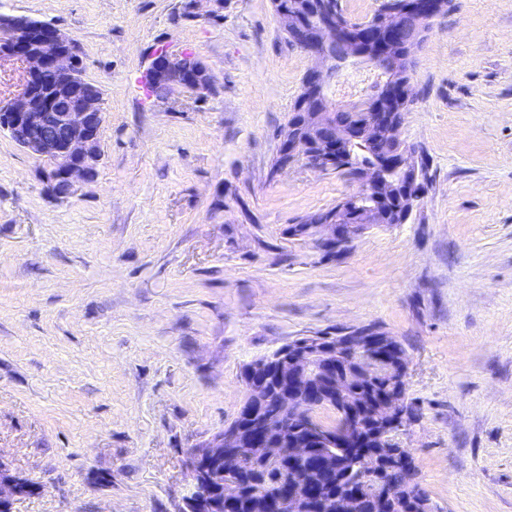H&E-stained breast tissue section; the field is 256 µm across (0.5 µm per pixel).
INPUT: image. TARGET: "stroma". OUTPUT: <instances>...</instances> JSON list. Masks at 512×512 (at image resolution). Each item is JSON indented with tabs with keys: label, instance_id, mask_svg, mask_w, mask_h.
I'll list each match as a JSON object with an SVG mask.
<instances>
[{
	"label": "stroma",
	"instance_id": "35a3bbf8",
	"mask_svg": "<svg viewBox=\"0 0 512 512\" xmlns=\"http://www.w3.org/2000/svg\"><path fill=\"white\" fill-rule=\"evenodd\" d=\"M1 10L71 34L105 112L96 179L66 200L0 130V458L41 488L13 512H178L243 366L368 324L407 351L399 438L438 512H512V0H453L433 20L402 129L428 189L340 260L288 227L357 183L269 174L311 65L271 0ZM158 46L199 56L213 90L149 99ZM379 80L358 61L327 93L352 102Z\"/></svg>",
	"mask_w": 512,
	"mask_h": 512
}]
</instances>
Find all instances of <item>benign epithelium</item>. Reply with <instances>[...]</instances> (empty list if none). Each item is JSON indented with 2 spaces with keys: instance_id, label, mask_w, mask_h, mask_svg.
Wrapping results in <instances>:
<instances>
[{
  "instance_id": "1",
  "label": "benign epithelium",
  "mask_w": 512,
  "mask_h": 512,
  "mask_svg": "<svg viewBox=\"0 0 512 512\" xmlns=\"http://www.w3.org/2000/svg\"><path fill=\"white\" fill-rule=\"evenodd\" d=\"M445 7V0H411L409 12L416 19L411 31L405 30L400 15L387 11L372 31L358 35L337 22L340 13L336 0H309L304 7L275 10L288 41L304 47L313 59L304 77L307 95L300 101V112L280 133L279 152L289 158L280 171L298 163L323 171L325 162L346 156L353 144L366 147L382 140L393 144L383 155V164L391 173L386 181H379L375 172L367 169L355 175V181L373 194L363 210V223H346L345 206L340 202L336 214L296 225L295 236L308 245L331 249L342 258L359 237L384 219L392 216L394 223H406L407 215L423 197L418 190L420 168L402 150L401 125L394 121V113L382 111L383 104L396 97L409 98L411 84H405L400 93L391 84L384 87L381 99L373 103L374 111L356 114L347 125L336 124L334 108L326 104L325 88L338 63L360 58L352 51L356 41L372 39L379 46L380 57L410 64L425 39L424 20ZM3 59L23 64L26 77L21 92L0 105V124L23 150L50 162L48 190L57 198H71L80 185L93 179L91 170L101 160L93 146L105 119L101 95L83 77L76 41L52 25L0 13V61ZM151 68V75L167 86L170 98L182 93L201 97L213 86L209 67L195 55L187 61L182 51L158 53L151 59ZM288 350L286 366L267 361L250 367L236 423L225 426L190 457L192 481H197L201 468H208L213 491L221 497L226 512L244 490L239 476L220 469L233 449L244 447L255 460L276 463L286 455L304 458L336 443L344 448L362 443L365 438L359 436L360 418L346 405L351 388L372 379L389 352L395 355L390 371L394 380L405 379L408 371V357L396 338L363 326L347 327L334 339L303 336L289 341ZM272 396L278 398L283 410V416L276 419L265 413ZM324 412L333 415L332 422L323 421ZM409 418L402 396L393 393L379 400L373 416L377 430L370 440L380 443L386 462L412 472L411 450L400 440L390 443V437ZM377 466L376 462L365 472V480L377 488L381 504L409 500L408 487H387L379 479ZM288 489L290 512H308L311 495L305 483L296 479ZM18 496L17 477L0 467V512H12ZM360 499V494L340 488L324 501L323 512H358Z\"/></svg>"
}]
</instances>
